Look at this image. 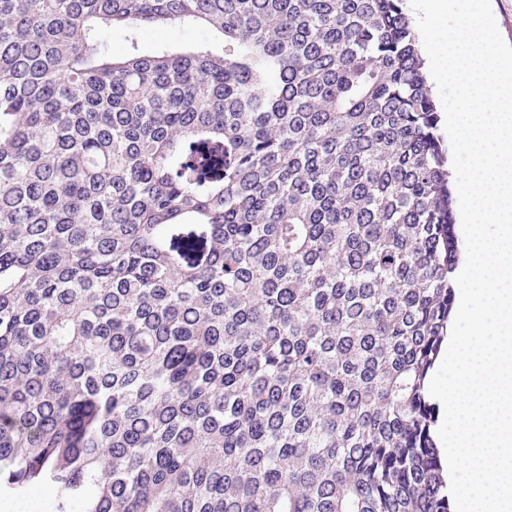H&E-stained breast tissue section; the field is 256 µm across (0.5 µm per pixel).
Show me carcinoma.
Returning <instances> with one entry per match:
<instances>
[{
  "mask_svg": "<svg viewBox=\"0 0 512 512\" xmlns=\"http://www.w3.org/2000/svg\"><path fill=\"white\" fill-rule=\"evenodd\" d=\"M455 226L402 0H0V490L452 512ZM114 53L128 52L131 38H135L141 51H152L166 44L205 45L216 44L211 31L204 26H157L138 31L126 27H116L102 35Z\"/></svg>",
  "mask_w": 512,
  "mask_h": 512,
  "instance_id": "1",
  "label": "carcinoma"
}]
</instances>
